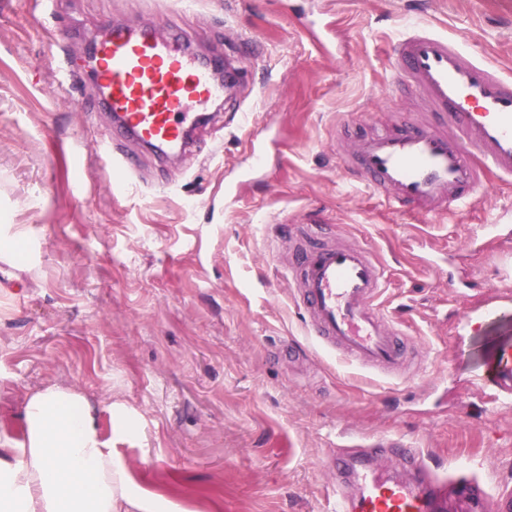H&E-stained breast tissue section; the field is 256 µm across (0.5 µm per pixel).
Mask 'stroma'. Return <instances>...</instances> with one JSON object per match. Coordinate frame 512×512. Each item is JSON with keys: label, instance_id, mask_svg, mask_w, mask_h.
<instances>
[{"label": "stroma", "instance_id": "1", "mask_svg": "<svg viewBox=\"0 0 512 512\" xmlns=\"http://www.w3.org/2000/svg\"><path fill=\"white\" fill-rule=\"evenodd\" d=\"M104 22L191 33L202 55L251 37L240 114L211 106L172 162L129 145L137 169L119 180L93 151L112 115L86 34ZM424 23L512 76V0H0V237L18 242L0 248V433L22 442L27 397L73 388L134 485L178 512H335L337 448L383 435L511 494L512 403L492 377L512 302L459 325L512 287V252L486 232L512 227V186L490 180L436 220L336 164L340 128L421 116L388 75ZM306 236L375 252L416 376L311 339L282 267Z\"/></svg>", "mask_w": 512, "mask_h": 512}]
</instances>
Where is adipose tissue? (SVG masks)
<instances>
[{"mask_svg":"<svg viewBox=\"0 0 512 512\" xmlns=\"http://www.w3.org/2000/svg\"><path fill=\"white\" fill-rule=\"evenodd\" d=\"M23 443L0 448V512H172L135 493L78 391L50 386L23 408Z\"/></svg>","mask_w":512,"mask_h":512,"instance_id":"adipose-tissue-1","label":"adipose tissue"}]
</instances>
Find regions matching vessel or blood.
I'll list each match as a JSON object with an SVG mask.
<instances>
[{
	"mask_svg": "<svg viewBox=\"0 0 512 512\" xmlns=\"http://www.w3.org/2000/svg\"><path fill=\"white\" fill-rule=\"evenodd\" d=\"M88 39L101 98L113 119L109 141L97 146L108 169L133 171L134 161L122 149L127 141L162 159L178 156L189 147L186 125L198 112L220 99L239 107L235 57L191 54L187 33L106 25ZM392 57V83L409 88L428 119L407 118L388 130L340 138L337 164L356 172L395 209L435 218L473 205L490 177L512 182V77L425 26L402 34ZM287 270L319 346L362 368L403 371L411 340L376 304L386 271L371 250L356 243L298 244ZM494 371L498 393L511 397L512 347L498 351ZM387 453L410 480L375 468V459ZM337 468L359 492H337L336 512H440L449 485L436 478L419 449L392 436L344 446ZM452 485L466 506L488 500L475 480L458 478Z\"/></svg>",
	"mask_w": 512,
	"mask_h": 512,
	"instance_id": "b4317fda",
	"label": "vessel or blood"
}]
</instances>
